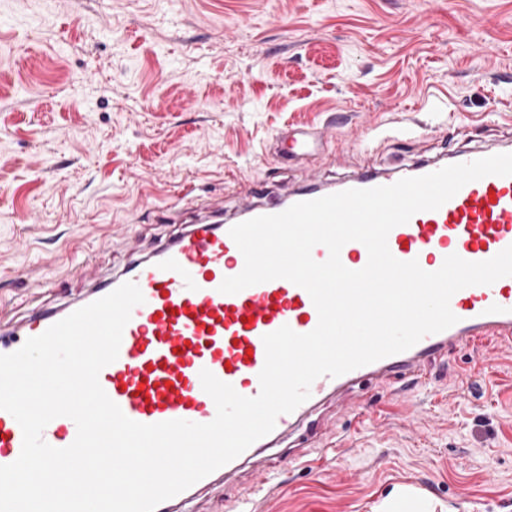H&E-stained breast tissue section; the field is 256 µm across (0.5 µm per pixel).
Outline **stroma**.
I'll return each instance as SVG.
<instances>
[{"instance_id": "35a3bbf8", "label": "stroma", "mask_w": 512, "mask_h": 512, "mask_svg": "<svg viewBox=\"0 0 512 512\" xmlns=\"http://www.w3.org/2000/svg\"><path fill=\"white\" fill-rule=\"evenodd\" d=\"M512 0H0V321L81 295L178 230L177 205L512 145ZM340 114L328 152L278 166L288 123ZM410 136H362L393 119ZM362 411L321 406L264 465L262 512H377L398 485L450 512H512V346L434 361ZM344 453L322 458L331 436ZM302 458L305 469L293 467ZM242 468L204 494L236 512Z\"/></svg>"}]
</instances>
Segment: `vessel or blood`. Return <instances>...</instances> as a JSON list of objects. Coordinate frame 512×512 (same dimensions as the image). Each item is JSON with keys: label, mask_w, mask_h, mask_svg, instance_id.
<instances>
[{"label": "vessel or blood", "mask_w": 512, "mask_h": 512, "mask_svg": "<svg viewBox=\"0 0 512 512\" xmlns=\"http://www.w3.org/2000/svg\"><path fill=\"white\" fill-rule=\"evenodd\" d=\"M324 142V129L288 126L277 137L275 159L285 166L308 161L323 150ZM491 154L488 148L460 149L445 160L411 167L406 174L423 176L447 164L468 163ZM396 181L393 175L367 172L337 188L315 183L268 204L262 201L267 186L259 182L251 190V200L241 203L237 219L244 222L278 214L338 189H369ZM230 227L224 220L186 225L153 253L132 260L83 296L34 312L16 323L0 325V354L17 351L28 338L41 335L121 284L133 282L145 301L132 311L117 360L99 375L102 388L129 419L142 424L178 419L211 422L216 407L202 388L201 370H209L243 396H256L265 363L264 335L285 325L306 334L319 320L308 292L285 279L253 285L235 294L220 292L224 278L239 274L244 267V257L229 235ZM387 245L396 259L418 261L428 272L437 271L451 254L470 262L494 257L512 245V177L490 175L467 183L439 209L418 212L408 223L394 227ZM340 259L346 268L359 270L368 262V251L362 243L351 241L342 247ZM450 308L458 321L448 329L341 376L316 379L304 403L292 413L280 415L270 434L199 480V487L212 485L239 465H260L263 451L275 447L290 427L303 423L325 398L353 396L356 387L367 380H418L425 363L492 338L512 342V276L489 286L457 291ZM76 434L72 419L58 417L48 423L42 437L49 445L64 448ZM22 443L20 425L11 414L0 410V465L13 463Z\"/></svg>", "instance_id": "b4317fda"}]
</instances>
